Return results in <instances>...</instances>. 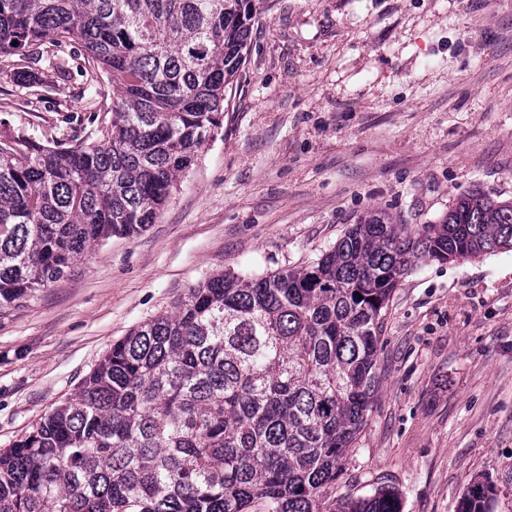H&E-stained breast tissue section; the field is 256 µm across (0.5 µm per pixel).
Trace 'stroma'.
<instances>
[{
  "mask_svg": "<svg viewBox=\"0 0 512 512\" xmlns=\"http://www.w3.org/2000/svg\"><path fill=\"white\" fill-rule=\"evenodd\" d=\"M224 127L155 224L96 246L0 309V448L71 396L112 344L219 270L301 267L374 213L417 230L466 192L512 201V0H260ZM20 86L0 58V122L97 137L112 86L76 46ZM379 388L336 481L455 512L491 478L512 512V251L418 263L393 292Z\"/></svg>",
  "mask_w": 512,
  "mask_h": 512,
  "instance_id": "stroma-1",
  "label": "stroma"
}]
</instances>
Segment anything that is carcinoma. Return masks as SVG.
I'll list each match as a JSON object with an SVG mask.
<instances>
[{
    "mask_svg": "<svg viewBox=\"0 0 512 512\" xmlns=\"http://www.w3.org/2000/svg\"><path fill=\"white\" fill-rule=\"evenodd\" d=\"M257 0H0V57L76 44L112 84L74 146L0 130V308L155 223L224 126ZM512 248V201L459 196L410 234L370 216L298 269L220 271L112 345L0 451V512H400L336 496L367 422L389 300L419 261ZM489 479L456 512H493Z\"/></svg>",
    "mask_w": 512,
    "mask_h": 512,
    "instance_id": "1",
    "label": "carcinoma"
}]
</instances>
